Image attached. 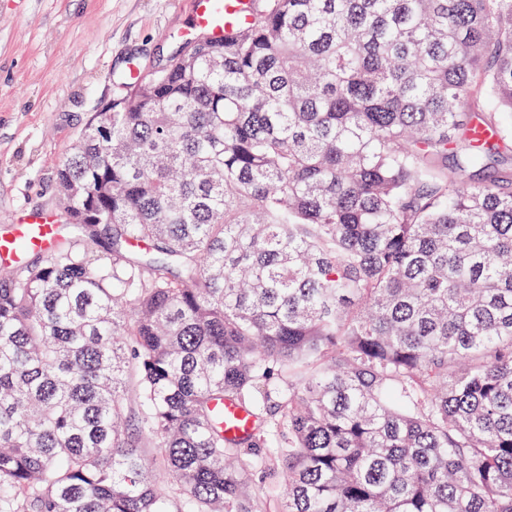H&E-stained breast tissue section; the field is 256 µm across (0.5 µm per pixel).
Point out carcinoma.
Wrapping results in <instances>:
<instances>
[{"label":"carcinoma","instance_id":"carcinoma-1","mask_svg":"<svg viewBox=\"0 0 512 512\" xmlns=\"http://www.w3.org/2000/svg\"><path fill=\"white\" fill-rule=\"evenodd\" d=\"M246 4L0 272V512H512V0ZM53 224H46L42 220H34L30 224L21 225L16 234L29 238L34 248L44 249L51 237Z\"/></svg>","mask_w":512,"mask_h":512}]
</instances>
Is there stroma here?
<instances>
[{
  "mask_svg": "<svg viewBox=\"0 0 512 512\" xmlns=\"http://www.w3.org/2000/svg\"><path fill=\"white\" fill-rule=\"evenodd\" d=\"M188 0H0V235L51 215L56 170L129 67L168 64Z\"/></svg>",
  "mask_w": 512,
  "mask_h": 512,
  "instance_id": "obj_1",
  "label": "stroma"
}]
</instances>
